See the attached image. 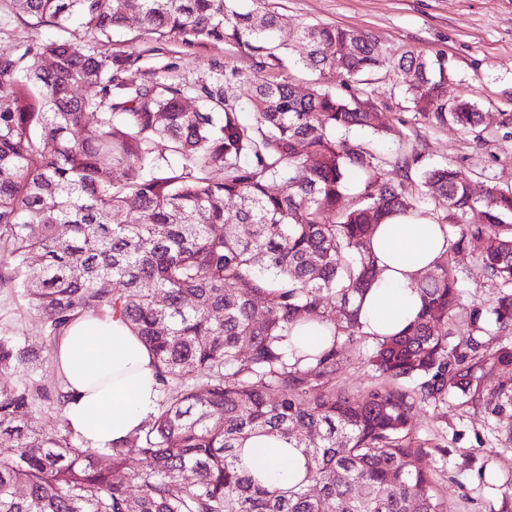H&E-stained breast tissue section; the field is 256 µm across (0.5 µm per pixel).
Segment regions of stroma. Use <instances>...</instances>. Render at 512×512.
Masks as SVG:
<instances>
[{"label": "stroma", "instance_id": "obj_1", "mask_svg": "<svg viewBox=\"0 0 512 512\" xmlns=\"http://www.w3.org/2000/svg\"><path fill=\"white\" fill-rule=\"evenodd\" d=\"M286 28L323 23L375 36L381 43L423 56L442 54L448 61V98L471 96L481 112V135L452 123L423 118L400 99L392 74L371 85L372 100L385 115L386 133H362L375 150L389 154L399 147L415 148L427 164L464 168L476 192L487 187L512 188V0H268ZM88 40L77 22L58 29L17 15L10 0H0V49L28 40ZM175 78L207 83L220 62L235 67L255 82L262 81L251 61L224 42L200 49L178 48ZM453 264L463 280V295L452 310L455 338L471 328L464 311L489 307L494 283L475 254L461 252ZM40 341L42 322L21 299L0 288V331ZM372 340L361 337L349 344L350 359L336 374L338 385L357 389L373 383L374 373L361 357ZM512 388V367L486 371L479 399L449 393L444 401L426 404L413 418L419 438L431 441L421 464L434 477L447 512H512V407L491 414L500 390Z\"/></svg>", "mask_w": 512, "mask_h": 512}]
</instances>
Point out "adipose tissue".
Masks as SVG:
<instances>
[{
  "label": "adipose tissue",
  "mask_w": 512,
  "mask_h": 512,
  "mask_svg": "<svg viewBox=\"0 0 512 512\" xmlns=\"http://www.w3.org/2000/svg\"><path fill=\"white\" fill-rule=\"evenodd\" d=\"M371 248L380 274L356 304L365 331L382 338L414 321L422 305L418 282L435 268L448 244L439 225L398 214L377 226ZM57 356L70 395L64 419L92 447L135 434L155 410L159 392L152 356L121 319L78 317L60 338ZM243 460L275 484L303 475L300 452L272 437L250 439Z\"/></svg>",
  "instance_id": "adipose-tissue-1"
}]
</instances>
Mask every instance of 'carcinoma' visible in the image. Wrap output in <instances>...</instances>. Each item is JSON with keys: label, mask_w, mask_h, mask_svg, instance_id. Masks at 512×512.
Returning a JSON list of instances; mask_svg holds the SVG:
<instances>
[{"label": "carcinoma", "mask_w": 512, "mask_h": 512, "mask_svg": "<svg viewBox=\"0 0 512 512\" xmlns=\"http://www.w3.org/2000/svg\"><path fill=\"white\" fill-rule=\"evenodd\" d=\"M10 2L56 28L78 17L91 40L0 50V288L19 293L44 331L38 345L0 334V376L24 371L0 382V512H447L420 466L432 444L413 414L450 389L474 396L487 365L512 366V188L475 196L454 165L419 171L448 251L420 285L417 319L374 339L379 382L336 385L345 346L366 335L353 301L377 274L371 233L418 209L406 179L420 163L414 148L384 157L336 132L385 129L368 91L384 69L415 73L399 87L412 111L479 125L476 102L448 101L446 58L335 26L290 32L267 0ZM131 15L151 46L116 50L108 33ZM211 40L262 72L282 69L301 42L300 64L348 83L300 95L264 81L244 95L243 72L218 64L211 83L132 78L147 53ZM83 85L95 92L77 94ZM104 161L115 176L102 175ZM387 166L404 179L387 178ZM116 211L126 223H112ZM466 250L498 288L489 309L470 310L472 330L509 335L488 353L470 336L448 346L460 288L450 260ZM83 314L121 317L156 360L157 409L107 448L64 423L61 373L50 384L38 375L57 367V343ZM310 319L331 328V342L304 353L293 330ZM37 413L46 424L32 425ZM259 433L301 449V482L273 486L246 466L241 449Z\"/></svg>", "instance_id": "carcinoma-1"}]
</instances>
